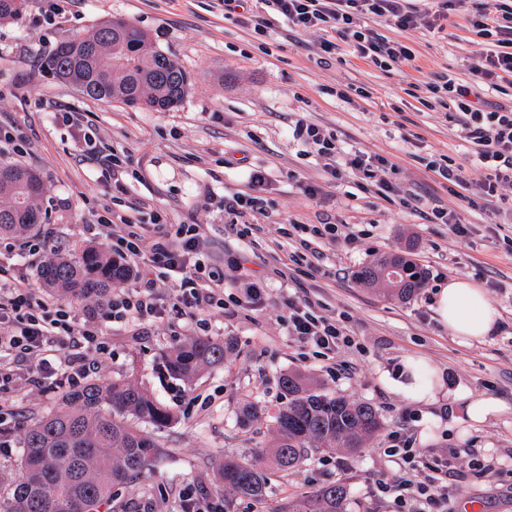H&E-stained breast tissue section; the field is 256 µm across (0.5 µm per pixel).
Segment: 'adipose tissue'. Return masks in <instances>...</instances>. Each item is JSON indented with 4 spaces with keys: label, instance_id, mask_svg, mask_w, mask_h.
Masks as SVG:
<instances>
[{
    "label": "adipose tissue",
    "instance_id": "obj_1",
    "mask_svg": "<svg viewBox=\"0 0 512 512\" xmlns=\"http://www.w3.org/2000/svg\"><path fill=\"white\" fill-rule=\"evenodd\" d=\"M437 313L441 323L465 342L488 336L496 328L498 320L483 288L462 278L449 279L440 289Z\"/></svg>",
    "mask_w": 512,
    "mask_h": 512
}]
</instances>
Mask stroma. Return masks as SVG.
<instances>
[{
  "mask_svg": "<svg viewBox=\"0 0 512 512\" xmlns=\"http://www.w3.org/2000/svg\"><path fill=\"white\" fill-rule=\"evenodd\" d=\"M504 0H466L449 6L435 29L400 31L378 22L374 30L401 42L411 62L382 68L349 50L329 64L319 59L321 33L291 31L286 25L256 34L237 17H225L224 0H64L52 23L42 22L44 0H28L25 12L0 22V126L24 141L11 163L38 171L43 181L40 207L48 211L51 245L76 255L103 247L90 226L110 195L99 167L75 151L77 132L127 154L135 171L127 178L129 209L150 207L171 224L204 228V260L223 274L227 292L242 293L249 284L265 285L271 297L258 314L216 308L206 315L205 330L187 323L173 309L176 289L160 296L163 320L151 324L115 322L106 303L78 300L81 318L93 322L109 348L91 381L106 385L117 378L135 382L163 403L173 419L156 438L165 455L143 479L114 489L100 512H181L179 493L196 490L202 502L230 503L231 512H259L261 504L224 488L217 465L224 457L268 446L270 418L284 400L281 374L308 377L317 388L371 403L385 433L360 454L343 451L312 455L298 468L279 473L267 505L320 486L343 483L348 512H394L392 497L377 492L381 482L400 473L381 451L385 434L411 436L420 456L430 460L456 449L449 465L450 512H512V189L475 207L454 198L428 168L452 160L463 165L472 188L485 171L471 146L460 138L454 108L428 103L426 82L437 75L457 81L471 78L475 50L490 46L468 19L477 12L497 13ZM122 18L146 32L156 49L175 58L193 85L178 107L146 112L122 102L84 97L42 69L61 40L88 35L97 24ZM364 88L353 103L336 91L347 84ZM77 112L82 129L63 124L59 106ZM337 134L344 149L386 157L400 171L401 192L416 195L413 207L363 190L353 174L331 179L322 159L293 138L297 120ZM266 171L270 183L261 211L246 212L253 225L244 239L224 231V196L248 188L252 171ZM317 196L303 192L305 184ZM66 207L48 210L49 200ZM457 210L471 224L467 239L449 225L429 219L432 207ZM330 222L339 238L324 244L328 260L320 272H299L289 288L307 293L329 317L346 315L352 339L335 365L287 336L279 272L298 248L283 234L291 224ZM416 243V262L426 272L423 288L406 301L356 281L354 273L376 253ZM469 278L487 288L499 315L496 331L461 343L436 317L437 290L448 278ZM231 340L223 364L208 367L190 382L170 379L163 356L198 334ZM421 358L442 374L434 401L415 402L396 391L404 363ZM63 389L19 380L0 392V429L9 447H0V489L12 483L21 455V426L53 410ZM494 400L499 410L475 422L468 404ZM259 408L249 426L239 422L244 402Z\"/></svg>",
  "mask_w": 512,
  "mask_h": 512,
  "instance_id": "1",
  "label": "stroma"
}]
</instances>
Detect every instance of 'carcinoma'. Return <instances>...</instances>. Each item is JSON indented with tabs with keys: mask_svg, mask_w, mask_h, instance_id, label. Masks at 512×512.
I'll use <instances>...</instances> for the list:
<instances>
[{
	"mask_svg": "<svg viewBox=\"0 0 512 512\" xmlns=\"http://www.w3.org/2000/svg\"><path fill=\"white\" fill-rule=\"evenodd\" d=\"M44 69L60 81L79 70L85 79L83 95L149 112L175 108L191 86L178 61L154 49L144 32L124 21L101 23L85 37L61 41ZM41 194L36 171L0 163V235L31 231L46 222L37 204ZM128 275L124 261L93 247L74 258L55 257L40 271L47 287L77 300H102ZM356 278L381 284L391 296L406 300L423 286L425 273L408 248L377 257ZM229 349L227 342L192 337L164 356V367L171 378L189 382L201 367L224 363ZM281 386L286 396L272 416L275 440L260 449L265 466L240 456L224 459L217 468L224 487L258 503L268 493V472L297 467L315 450L356 453L383 428L367 402L310 387L298 374H283ZM137 420L160 429L172 416L126 379L73 389L54 410L24 426L19 468L6 498L0 499V512H95L112 499L114 487L142 476L164 452L137 428ZM273 512H347V491L340 483L324 485Z\"/></svg>",
	"mask_w": 512,
	"mask_h": 512,
	"instance_id": "1",
	"label": "carcinoma"
}]
</instances>
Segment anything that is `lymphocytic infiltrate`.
I'll use <instances>...</instances> for the list:
<instances>
[{
	"label": "lymphocytic infiltrate",
	"instance_id": "obj_1",
	"mask_svg": "<svg viewBox=\"0 0 512 512\" xmlns=\"http://www.w3.org/2000/svg\"><path fill=\"white\" fill-rule=\"evenodd\" d=\"M436 20V12L423 13L410 7L408 0H260L241 22L254 32L264 33L276 24L296 30L322 32L323 53L335 54L339 43H346L361 58L378 66L412 61L410 50L400 42L375 33L371 24L385 20L400 30L417 27L421 19ZM470 24L484 36L494 38L495 46L479 51L470 70L472 78L462 84L444 76L427 83L433 95H446L457 106L455 119L463 139L475 149L485 170L481 185L484 199L496 197L502 185H512V104L487 106L480 95L494 87L501 75L512 76V8L500 15L486 13L471 16ZM294 137L304 139L319 156L327 159V173L340 178L342 170L358 173L381 194L393 190L398 169L387 160L360 150L345 153L343 168L334 160L340 154L336 134L316 125L297 121ZM269 184L264 172H253L247 191L224 198V213L230 216V233L241 237L251 226H238L236 219L254 209ZM99 235L130 268L132 287L120 289L108 302V318L156 322L166 314L155 294L157 284L172 283L179 290L175 308L179 316L195 325H203L209 309L225 307L224 279L208 270L201 260L204 237L198 224L171 226L156 210L142 211L139 219L105 207L96 221ZM300 251L290 254L295 264L318 269L323 258L320 243L336 237L332 224H296ZM283 326L290 337L321 358H335L351 342L343 320L326 317L319 304L310 298H289ZM60 353L70 373L68 386L79 385L108 353L100 332L80 318L74 307L33 288L0 264V391L9 388L21 376L25 362L38 357L33 382L42 383L56 374L55 365L45 352ZM385 456L398 461L402 471L392 483H379L382 494L393 497L399 512H448V461L433 459L419 462L411 439L388 436Z\"/></svg>",
	"mask_w": 512,
	"mask_h": 512
}]
</instances>
